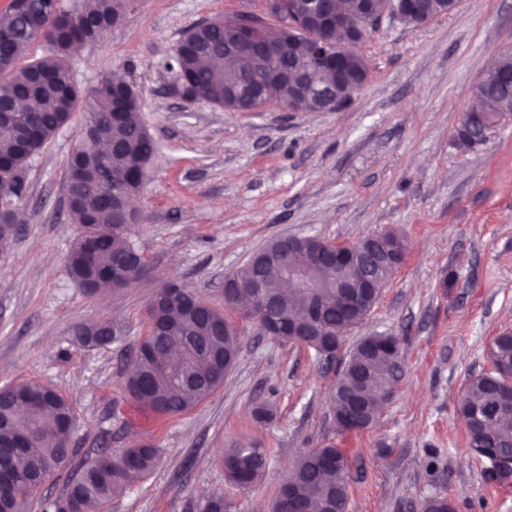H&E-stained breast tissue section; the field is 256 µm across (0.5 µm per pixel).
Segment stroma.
<instances>
[{"instance_id":"35a3bbf8","label":"stroma","mask_w":512,"mask_h":512,"mask_svg":"<svg viewBox=\"0 0 512 512\" xmlns=\"http://www.w3.org/2000/svg\"><path fill=\"white\" fill-rule=\"evenodd\" d=\"M264 0H136L97 44L72 53L79 85L103 74L133 83L158 150L137 201L132 238L147 272L129 288L85 294L64 261L78 228L64 198L66 162L82 121L61 129L34 160L18 233L0 254V387L50 384L71 403L78 458L102 448H158L150 476L98 512H197L215 492L237 512L271 506L306 449L336 443L348 458V512H420L445 493L455 512H512V489L493 481L466 444L458 401L491 369L488 349L512 333V115L484 145L458 140L463 114L500 54L512 50V0H458L418 27L384 16L358 51L368 77L336 112H287L270 103L231 112L172 93L164 67L183 34ZM395 229L404 264L346 335L398 336L405 375L379 422L340 435L329 407L338 362L281 344L240 320V355L223 386L184 414L155 417L125 392L145 302L172 280L224 305V278L282 236L353 244ZM121 324L126 339L76 344L78 323ZM266 401L274 417L257 421ZM234 443L269 455L261 481L230 485L220 458Z\"/></svg>"}]
</instances>
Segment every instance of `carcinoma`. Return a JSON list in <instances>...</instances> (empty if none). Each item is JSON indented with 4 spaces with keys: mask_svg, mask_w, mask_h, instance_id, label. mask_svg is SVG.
<instances>
[{
    "mask_svg": "<svg viewBox=\"0 0 512 512\" xmlns=\"http://www.w3.org/2000/svg\"><path fill=\"white\" fill-rule=\"evenodd\" d=\"M303 0H286L284 11H269L265 22L258 25L256 38L266 37L268 26L276 22L284 26L292 20V9ZM105 11V0H28L21 12H7L0 20V60L6 69L0 75V101L9 100L29 85L33 73L39 84L32 101L37 107L19 111L30 130L31 141L23 144L9 129L0 131V168L11 178H0V248L11 245L17 234L16 215L21 198L27 194L32 160L49 140L69 125L75 113H83V125L77 134L67 160V172L81 164L95 172V177L82 184L79 199L69 213L79 234L66 256V272L70 280L92 295L99 285L112 282V268L128 259L137 244L130 231L121 224L112 210V194L122 190L123 180L130 176L148 177L149 165L156 153V143L141 119L142 103L133 85L126 83L131 103L123 106L112 91L97 85L72 87L68 84L70 49L87 36L80 19L94 17ZM237 15L220 18L218 24H200L184 35L182 45L173 52L168 67L186 79L184 95L205 97L214 105L238 110L245 102L235 90L252 88L261 83L265 70L280 62L276 55L251 60L237 67L224 69V48L234 41ZM43 45L39 56L32 53L35 44ZM353 81L348 89L336 88V98L344 107L360 90L366 67L362 55L349 56ZM512 75V53L501 55L496 74L487 78L485 87L471 106L475 117L474 130L460 135L467 146L485 143L491 128L504 115L512 113V97L492 93L503 77ZM325 241L315 236L304 237L291 258L296 266L308 267L329 280L336 274L323 269L319 255ZM281 240L275 239L257 250L250 262L267 267L261 273L264 288H245L224 300V308H203L188 288L172 285L167 288L170 300L165 304L148 300L143 309L147 334L132 351L125 389L143 409L158 417L184 413L197 406L224 384V367L236 366L240 343L232 327L229 312L250 317L260 323L264 297L279 295L274 284L283 279L277 263ZM364 272L377 286L370 301L357 313L346 317L335 314L336 289L321 288L317 295L325 309L324 335L311 336L309 341L329 352L326 361L336 358L346 333L361 323L377 303L396 269L371 257L363 259ZM312 300L302 293L290 292L278 312L282 335L277 341L291 344L285 336L288 322L300 317ZM78 342L89 348H104L124 341L121 327L102 336L91 327L77 324ZM364 336L351 349L336 379L331 394V409H336L349 396L359 397L370 420L353 428L359 433L371 429L383 413L386 401L405 374L400 348L391 352L365 354ZM492 370L472 378L458 404L467 428L468 447L496 448L512 460V399L494 393L500 374L512 368V334L495 337L491 352ZM22 399L34 403L30 410L18 409L16 401L0 398V444L9 454L7 472L12 484L0 486V512H26L29 499L38 487L36 470L46 461L60 460L62 467L72 464L77 449L71 438L75 415L69 401L51 385L23 382L16 385ZM473 409L486 412L480 424L469 418ZM338 458L348 460L343 449L330 443L309 448L295 461L277 492L279 512H296L293 501L307 499L316 512H329L327 504L336 498L349 501L348 485L341 470L324 463ZM157 449L150 446L126 448L118 455L104 451L87 458L73 468L61 495L46 503L43 512H86L91 503L103 505L126 492L135 481L154 471L159 464ZM226 479L240 488L256 485L264 475L268 456L262 448L233 445L224 449L221 459ZM232 502L222 494H214L198 504V512H231Z\"/></svg>",
    "mask_w": 512,
    "mask_h": 512,
    "instance_id": "cac0c4a2",
    "label": "carcinoma"
}]
</instances>
